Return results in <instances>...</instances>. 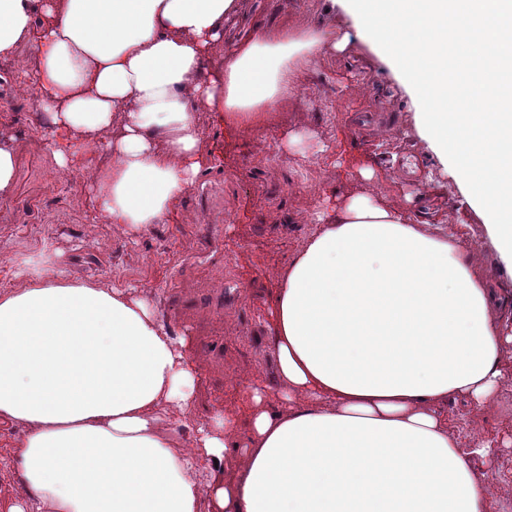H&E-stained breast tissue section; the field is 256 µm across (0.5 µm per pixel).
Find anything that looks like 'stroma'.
Here are the masks:
<instances>
[{"label": "stroma", "mask_w": 512, "mask_h": 512, "mask_svg": "<svg viewBox=\"0 0 512 512\" xmlns=\"http://www.w3.org/2000/svg\"><path fill=\"white\" fill-rule=\"evenodd\" d=\"M329 0H243L226 41L288 22L320 28ZM18 61L0 60V136L18 145L13 194L0 199V289L18 287L13 262L51 242L73 277L149 294L160 322L190 341L195 408L176 427L190 442L216 412L246 421L243 385L258 378L279 393L267 304L277 272L314 230L313 215L353 193L448 229L469 247L492 287L512 295V272L497 266L480 219L451 176L424 153L414 109L393 70L351 38L339 53L317 55L288 103L262 131L245 135L205 112L211 160L168 223L131 238L95 209L80 166L57 167L46 147V113ZM302 138L281 152L284 131ZM373 172L364 181L361 170ZM448 425L462 445L490 442L478 465L495 492L489 512H512V377L485 412L465 397L448 401Z\"/></svg>", "instance_id": "1"}]
</instances>
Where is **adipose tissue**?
Instances as JSON below:
<instances>
[{
  "mask_svg": "<svg viewBox=\"0 0 512 512\" xmlns=\"http://www.w3.org/2000/svg\"><path fill=\"white\" fill-rule=\"evenodd\" d=\"M391 64L415 131L512 270V0H331ZM240 0H0V59L36 81L61 169L76 155L105 220L144 236L176 213L210 155L200 115L266 126L300 72L343 49L339 27L288 24L215 63ZM26 56H19L20 48ZM278 273L281 383L248 385L249 429L216 416L181 448L165 420L194 407L186 339L142 293L70 279L51 244L0 291V424L26 493L0 512H488L494 487L458 448L446 403L490 409L512 333L461 241L377 196L316 212ZM206 465L209 479L199 483Z\"/></svg>",
  "mask_w": 512,
  "mask_h": 512,
  "instance_id": "adipose-tissue-1",
  "label": "adipose tissue"
}]
</instances>
